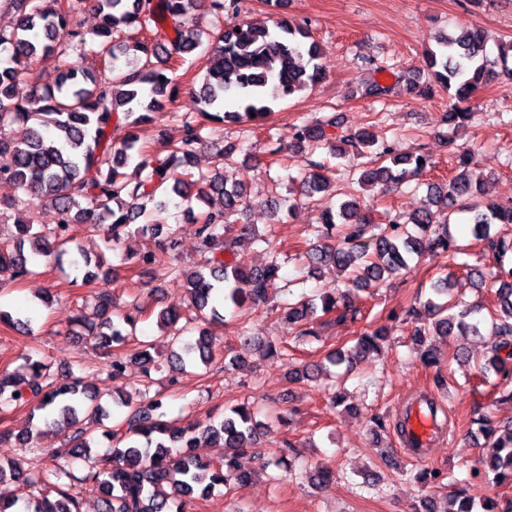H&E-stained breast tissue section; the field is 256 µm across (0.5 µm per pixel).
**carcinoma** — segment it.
Listing matches in <instances>:
<instances>
[{
	"label": "carcinoma",
	"mask_w": 512,
	"mask_h": 512,
	"mask_svg": "<svg viewBox=\"0 0 512 512\" xmlns=\"http://www.w3.org/2000/svg\"><path fill=\"white\" fill-rule=\"evenodd\" d=\"M263 3L277 15L272 28L245 21L222 26L224 12L235 8V0H4L17 22L10 30L0 29V54H6L0 60V181L22 192L10 207L23 219L17 221L16 245L0 248V275L20 279L33 273L31 253L47 262L63 254L73 224H89L103 232L110 249L120 246L133 229L143 237H160L161 253L146 250L126 259L134 260L138 269L149 268L155 278L180 284L190 295L195 316L186 318L169 309L157 314L162 333L172 334V344L180 345L172 354L175 369L184 371L189 364L207 365L214 360L217 336L190 324L198 319L222 324L226 309L240 316L259 308L266 301L268 283L279 277L281 264L274 256L262 266L245 265L238 248L262 239L255 225L231 221L247 204V195L243 188L224 182L221 174L195 169L194 155L221 135L224 126H259L276 103L325 77L317 42L308 29L282 12L286 0ZM88 8L100 18L91 39L77 22ZM207 14L212 22L204 28L198 17ZM202 45L208 53L207 71L196 90L202 108L174 114L181 123V140L166 146L163 154L152 153L142 140L144 127L151 124L152 113L161 109L169 94L175 68L192 64L190 55ZM69 50L103 65L121 56L125 62L112 67L109 77L98 76L94 68L80 74L66 68L55 86L42 84L35 67L39 57ZM511 58L512 41L497 58H489L484 35L475 26H461L436 39L435 48L426 55V66L454 100L441 117L452 133L466 126L480 86L501 72L512 76ZM21 81L28 83L29 93L20 99L15 88ZM12 125L22 128L21 135L7 132ZM114 126L123 130L118 140L112 139ZM339 127L334 115L295 124L288 132L291 150L327 148L334 154L340 142L374 156L378 163L369 161L361 170L357 183L362 186H402L421 180L433 167L425 153L401 154L368 129L342 135L337 133ZM471 165V153H460V171L455 176L427 184L430 206L386 224L374 223L355 197L322 207L319 222L306 230V236L316 242L300 259L311 270L335 265L347 274V285L343 290L323 288L313 296L301 294L272 307L271 313L288 321L289 327H298L297 342L304 345L317 336L312 327L316 311L334 313L340 321L353 318L359 312L354 304L356 292L406 275L412 262L427 255L444 257L473 279L475 287L494 294L493 301L487 307L471 305L452 296L451 274L438 277L432 285L433 296L423 304L432 322L414 330L415 341L476 333L481 323L478 315L487 311L491 335L501 340L492 346L480 374L485 383L491 370L499 378L492 384L493 400L512 399V267L501 264L485 272L469 264L448 233V211L465 213L474 238L487 241L500 258L512 253V238L496 229L499 224L512 226V205L490 204L482 209L473 204L482 182ZM323 167L320 161L307 160L297 199L271 191L267 202L273 217L292 211L298 203L317 206L322 198L333 195L321 174ZM171 195L198 223L203 261L190 269L179 265L176 229L169 226L164 232L163 225L149 220L148 205L163 209L166 202L157 197ZM216 197L222 200L218 209L213 206ZM43 203L56 210L57 223H34L33 211ZM96 299L98 322H89L80 313L73 319L80 335L107 348L133 340L143 308L132 300L126 312L113 318L111 289H102ZM193 330L196 337L181 343V334ZM240 336L270 358L287 360V351L258 334L244 329ZM387 336L384 325L364 331L353 348L340 349L327 360L334 366L348 364L380 350ZM131 364L142 368L145 388L134 400L112 398L110 409L74 372L59 379L42 358L28 360L23 374L0 371L1 410L28 406L31 412L42 413L47 423L75 426L70 447L51 454V468L33 473L17 463H0V482L9 478L25 489L8 499L0 495V512H14L20 503L26 512H79L78 497L70 493V486L59 483L62 476H71L69 466L77 461L88 463V472L77 481L95 494L97 512H186L190 503L208 497L215 487L250 480L246 450L256 447L270 427L255 419L249 402L231 407L223 418H211L203 426H181L166 419L163 395L150 393L151 372L160 364L149 345L140 341L130 351L112 355L105 371L116 381ZM113 413L117 422L102 432L109 451L95 458L97 438L78 426L80 416L88 414L101 422ZM481 430L493 438L496 453L477 474L492 486L512 483V425L499 434L485 419ZM204 442L224 449L223 467L213 470L195 454L194 449ZM455 503L454 512H494L491 498L478 505L458 495Z\"/></svg>",
	"instance_id": "cac0c4a2"
}]
</instances>
